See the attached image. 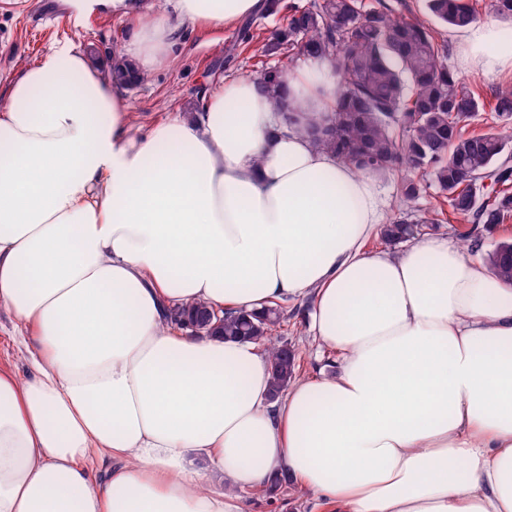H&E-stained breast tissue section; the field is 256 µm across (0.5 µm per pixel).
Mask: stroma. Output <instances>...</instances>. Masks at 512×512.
<instances>
[{"instance_id":"35a3bbf8","label":"stroma","mask_w":512,"mask_h":512,"mask_svg":"<svg viewBox=\"0 0 512 512\" xmlns=\"http://www.w3.org/2000/svg\"><path fill=\"white\" fill-rule=\"evenodd\" d=\"M150 13L178 22L181 41L169 60L152 71L146 80L124 98L132 114L133 128L143 133L176 112H199L203 96L217 91L225 81L240 75H253L260 65L284 64L281 55L264 56V45L271 34L286 23L285 14H255L250 29L242 25L224 28H201L179 22L174 0H145ZM249 40H242V31ZM131 25L116 14L93 7L90 0H0V90L5 79L17 74L25 65L47 52L69 45L90 55L101 76H108L111 52L122 51L129 40ZM439 40L448 44V63L458 70L465 87L481 92L487 109L471 123L475 132L488 130L492 124L490 106L497 88L512 85V72L486 74L462 70L460 51L452 30L437 28ZM238 43L234 59H227L226 48ZM286 308L290 318L279 334L294 345L302 357V378H324L336 374L339 354L324 346L310 329L311 302L293 300ZM243 512H318L314 494L294 486L289 494L252 498L243 495Z\"/></svg>"}]
</instances>
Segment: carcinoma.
Masks as SVG:
<instances>
[{
	"instance_id": "carcinoma-1",
	"label": "carcinoma",
	"mask_w": 512,
	"mask_h": 512,
	"mask_svg": "<svg viewBox=\"0 0 512 512\" xmlns=\"http://www.w3.org/2000/svg\"><path fill=\"white\" fill-rule=\"evenodd\" d=\"M427 9L450 29L477 20L467 0H426ZM288 11L266 52L288 56V67L256 71V83L277 102L284 81L301 63L315 58L333 64L336 99L329 113L312 120L317 147L365 173L399 181L401 209L382 225L380 239L390 245L411 241L424 225L442 222L447 213L459 221L455 232L468 247L476 231L492 235L512 219V86L494 96L493 123L485 133L465 132L484 111L481 96L463 86L447 63L448 47L421 20L406 16L405 0L365 7L362 0H311L303 7L272 0L265 14ZM112 83L131 88V67L115 64ZM438 189L427 212L417 213L423 182ZM499 278L512 283V240H503L481 256ZM205 303L168 310V322L194 333L254 341L271 361L270 398H279L300 376L301 356L273 335L288 314L280 305L258 318ZM292 479L272 472L260 495L286 493Z\"/></svg>"
}]
</instances>
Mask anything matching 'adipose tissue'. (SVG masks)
I'll return each mask as SVG.
<instances>
[{
    "instance_id": "ef3b65f1",
    "label": "adipose tissue",
    "mask_w": 512,
    "mask_h": 512,
    "mask_svg": "<svg viewBox=\"0 0 512 512\" xmlns=\"http://www.w3.org/2000/svg\"><path fill=\"white\" fill-rule=\"evenodd\" d=\"M133 23L147 75L177 28L142 0H96ZM263 0H175L231 26ZM461 64L512 71V32L462 29ZM329 62L280 103L240 76L131 132L87 57L24 66L0 106V308L30 336L0 366V512H243L287 470L324 512H512V284L441 238L393 255L373 175L317 148L307 117L335 101ZM310 299L335 377L268 398L258 343L171 326L179 303L260 312ZM206 456L235 487L208 488Z\"/></svg>"
}]
</instances>
